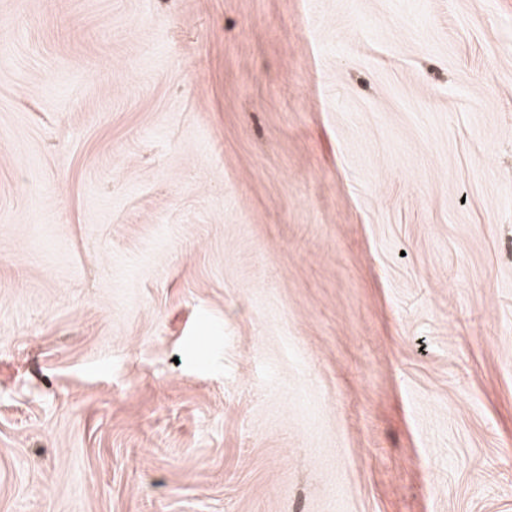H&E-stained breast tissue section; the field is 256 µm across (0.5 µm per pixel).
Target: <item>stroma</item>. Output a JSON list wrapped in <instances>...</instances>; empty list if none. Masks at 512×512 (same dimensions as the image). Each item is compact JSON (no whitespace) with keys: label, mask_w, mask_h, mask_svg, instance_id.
Segmentation results:
<instances>
[{"label":"stroma","mask_w":512,"mask_h":512,"mask_svg":"<svg viewBox=\"0 0 512 512\" xmlns=\"http://www.w3.org/2000/svg\"><path fill=\"white\" fill-rule=\"evenodd\" d=\"M0 512H512V0H0Z\"/></svg>","instance_id":"35a3bbf8"}]
</instances>
